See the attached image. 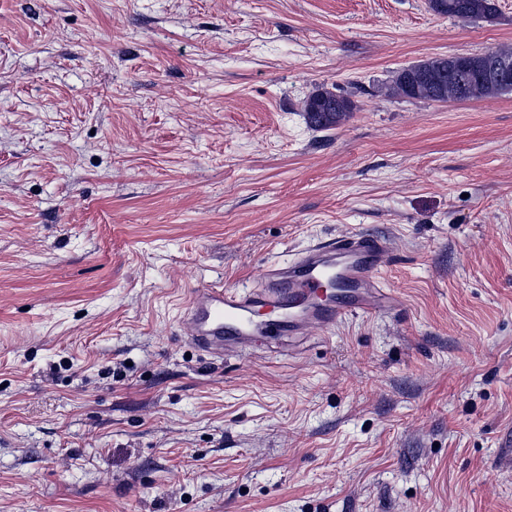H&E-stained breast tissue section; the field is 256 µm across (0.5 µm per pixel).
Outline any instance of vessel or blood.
Here are the masks:
<instances>
[{
  "label": "vessel or blood",
  "instance_id": "vessel-or-blood-1",
  "mask_svg": "<svg viewBox=\"0 0 512 512\" xmlns=\"http://www.w3.org/2000/svg\"><path fill=\"white\" fill-rule=\"evenodd\" d=\"M387 249L385 237L356 232L269 268L262 287L196 288L185 311L190 343L216 356L257 342L291 339L312 325L331 327L386 310L395 302L380 282Z\"/></svg>",
  "mask_w": 512,
  "mask_h": 512
}]
</instances>
